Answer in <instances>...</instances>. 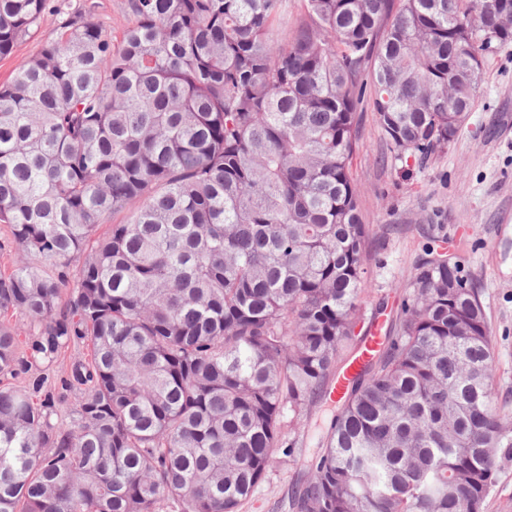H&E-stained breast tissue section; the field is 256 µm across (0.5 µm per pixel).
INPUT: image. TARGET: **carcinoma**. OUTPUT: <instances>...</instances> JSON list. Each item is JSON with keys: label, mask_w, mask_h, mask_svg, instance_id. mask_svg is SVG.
I'll use <instances>...</instances> for the list:
<instances>
[{"label": "carcinoma", "mask_w": 512, "mask_h": 512, "mask_svg": "<svg viewBox=\"0 0 512 512\" xmlns=\"http://www.w3.org/2000/svg\"><path fill=\"white\" fill-rule=\"evenodd\" d=\"M46 5L0 0V57ZM128 9L114 43L67 8L0 85V512H240L298 464L367 338L360 106L422 162L512 41V0H302L278 34L288 0ZM402 288L291 512H474L512 460L480 289L431 246ZM335 411L336 404H325L316 410L309 422V426L305 427L303 443H299V445H297V448H302V454H307L316 447V441L320 433L322 423L328 420Z\"/></svg>", "instance_id": "1"}]
</instances>
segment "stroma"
Returning a JSON list of instances; mask_svg holds the SVG:
<instances>
[{
  "label": "stroma",
  "instance_id": "1",
  "mask_svg": "<svg viewBox=\"0 0 512 512\" xmlns=\"http://www.w3.org/2000/svg\"><path fill=\"white\" fill-rule=\"evenodd\" d=\"M61 2L49 0L38 29L0 58V84L53 34ZM73 2L112 38L132 22L127 0ZM353 177L373 246L358 302L362 324L380 313L392 317L414 256L432 242L444 244L481 290L494 342L497 404L512 413V42L487 55L475 107L448 149L426 163L398 159L371 102H364ZM292 475L288 466L269 470L242 512H285L280 501Z\"/></svg>",
  "mask_w": 512,
  "mask_h": 512
}]
</instances>
